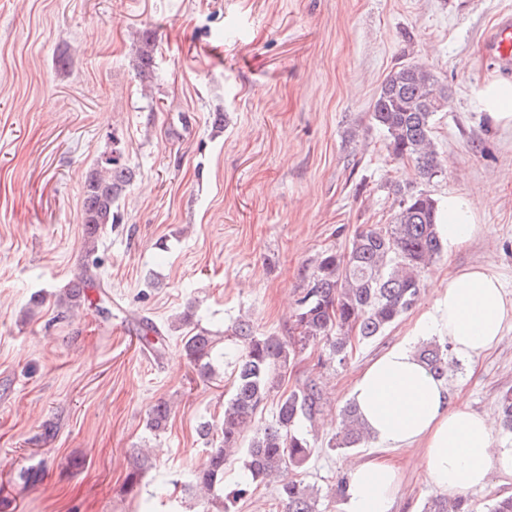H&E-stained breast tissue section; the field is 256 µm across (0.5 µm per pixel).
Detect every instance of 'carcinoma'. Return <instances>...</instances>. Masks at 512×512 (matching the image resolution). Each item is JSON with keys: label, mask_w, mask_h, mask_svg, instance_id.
Masks as SVG:
<instances>
[{"label": "carcinoma", "mask_w": 512, "mask_h": 512, "mask_svg": "<svg viewBox=\"0 0 512 512\" xmlns=\"http://www.w3.org/2000/svg\"><path fill=\"white\" fill-rule=\"evenodd\" d=\"M156 43L145 35L139 46L135 67L141 79L153 78ZM448 105V87L417 62L391 70L374 96L369 118L385 136L392 159L408 164L416 179L432 180L443 172L444 160L432 139L433 120ZM133 172L123 161L121 149L112 148L82 184L81 223L85 224L88 253L97 247L99 231L120 220L117 200L129 186ZM392 194L396 209L386 224L359 226L344 251H330L318 261L309 287L298 300L291 330L279 336H259L246 320L238 321L232 335L242 343L234 367L233 393L224 404L220 424L206 421L198 434L213 440L207 465L193 474L188 491L200 492L210 504L224 502V468L244 451L251 479L279 483L278 499L283 512H319L317 495L295 477L312 455L307 437L299 432L302 423L312 422L323 405L322 391L308 380L283 394L277 401L271 423L254 425L271 395L280 388L296 356L316 343L328 348L332 359L346 361L353 341H371L420 300L422 270L444 251L437 225L438 203L432 195L411 185L396 184ZM144 343L154 353L165 350L166 336L150 323L143 324ZM183 351L203 376H211L214 340L200 330L183 336ZM437 378L448 373V346L437 344L420 351ZM500 424L512 431V392L499 400ZM169 417L164 403L152 409L150 428H165ZM367 442L357 409L350 403L339 411L336 431L329 441L334 449L356 448ZM424 512H472L467 501L435 495L424 504Z\"/></svg>", "instance_id": "obj_1"}]
</instances>
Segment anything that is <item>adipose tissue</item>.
Returning <instances> with one entry per match:
<instances>
[{
    "instance_id": "1",
    "label": "adipose tissue",
    "mask_w": 512,
    "mask_h": 512,
    "mask_svg": "<svg viewBox=\"0 0 512 512\" xmlns=\"http://www.w3.org/2000/svg\"><path fill=\"white\" fill-rule=\"evenodd\" d=\"M480 113L497 127L512 128V81L494 79L473 93ZM439 235L448 251L481 236L476 203L449 194L441 205ZM512 324V297L479 267L449 275L431 310L411 336L374 359L356 378L349 396L370 433L384 448L421 450L430 486L452 493L485 487L493 475H512V449L494 448V417L448 403L445 380L436 379L416 353L419 339L438 335L455 355L470 359L494 348ZM345 512H392L400 487L395 466L370 459L347 470Z\"/></svg>"
}]
</instances>
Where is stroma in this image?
I'll return each mask as SVG.
<instances>
[{"label": "stroma", "instance_id": "stroma-1", "mask_svg": "<svg viewBox=\"0 0 512 512\" xmlns=\"http://www.w3.org/2000/svg\"><path fill=\"white\" fill-rule=\"evenodd\" d=\"M512 0H0V512H203L184 490L221 420L241 350L231 326L288 338L325 251L361 224H385L392 183L414 182L369 121L397 64L434 70L451 93L432 138L446 161L426 183L478 206L482 236L428 269L417 306L346 363L309 346L281 387L313 380L324 414L304 434L299 476L320 512L371 445L326 443L351 386L434 305L435 278L480 266L512 294V128L492 126L473 91L498 73L481 42ZM154 78L136 68L143 34ZM134 179L119 224L98 237L107 296L59 301L87 262L81 184L113 146ZM149 321L163 354L141 339ZM217 334L224 357L204 377L186 358L190 329ZM512 389V327L448 373L451 403L497 411ZM161 402L166 429L147 420ZM393 512L435 495L418 449L393 453ZM224 470L231 512H279L276 486Z\"/></svg>", "mask_w": 512, "mask_h": 512}]
</instances>
